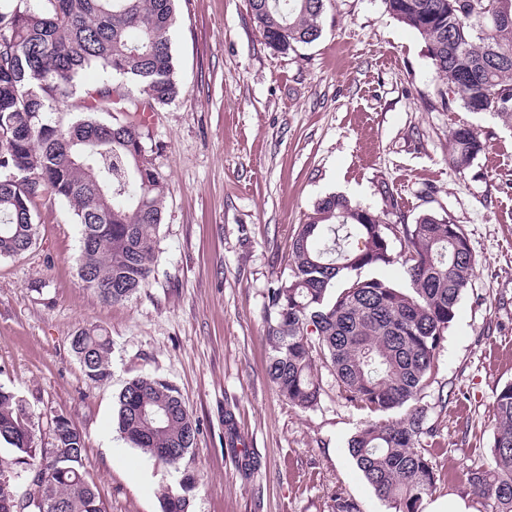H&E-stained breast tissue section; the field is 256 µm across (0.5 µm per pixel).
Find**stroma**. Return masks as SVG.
<instances>
[{"label": "stroma", "instance_id": "obj_1", "mask_svg": "<svg viewBox=\"0 0 512 512\" xmlns=\"http://www.w3.org/2000/svg\"><path fill=\"white\" fill-rule=\"evenodd\" d=\"M173 54L182 92L145 132L168 184L148 286L116 304L84 288L80 226L60 201L35 210L31 251L0 258V385L24 400L38 447H53L55 418H67L105 512H162L160 490L180 491L188 474V512H332L337 491L361 512H390L348 448L366 413L331 375L304 411L267 373L266 290L290 275L297 226L343 195L389 224L437 213L468 236L474 275L424 392L435 495L456 493L466 469L489 464L494 393L512 382V126L445 108L424 40L382 0H327L320 38L288 53L266 44L249 0H178ZM462 124L486 146L458 172L448 143ZM85 328L110 338L106 383L72 350ZM146 373L174 385L200 424L176 469L115 423L119 393Z\"/></svg>", "mask_w": 512, "mask_h": 512}]
</instances>
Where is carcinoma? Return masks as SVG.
Returning <instances> with one entry per match:
<instances>
[{"mask_svg":"<svg viewBox=\"0 0 512 512\" xmlns=\"http://www.w3.org/2000/svg\"><path fill=\"white\" fill-rule=\"evenodd\" d=\"M415 30L447 84L449 106L494 112L512 123V0H383ZM267 43L281 52L321 35L324 0H250ZM175 0H0V257L36 241L34 209L61 200L81 228L83 286L121 303L149 282L167 183L147 158L141 125L96 114L128 112L129 87L154 112L180 93L173 54ZM98 68L105 79L80 84ZM84 116L63 124L47 113L75 94ZM485 149L472 126L453 130L448 164L460 171ZM399 250L393 249V241ZM401 265L409 286L379 275ZM290 278L267 289L268 375L291 404L307 410L321 395L318 365L332 369L341 397L377 418L348 448L377 497L394 512H421L436 490L429 447L436 428L422 403L436 359L475 269L469 239L434 213L387 224L369 208L328 196L317 217L298 225ZM85 375L111 377V342L100 329L72 340ZM492 462L468 469L459 494L487 500L486 512H512V383L495 390ZM29 414L0 385V479L14 468L31 493L25 512H104L84 470L83 435L56 425L53 460L34 479L45 449L21 435ZM116 424L134 447L171 466L194 447L198 424L176 388L133 378L116 402ZM163 512H185V498L160 494Z\"/></svg>","mask_w":512,"mask_h":512,"instance_id":"obj_1","label":"carcinoma"}]
</instances>
